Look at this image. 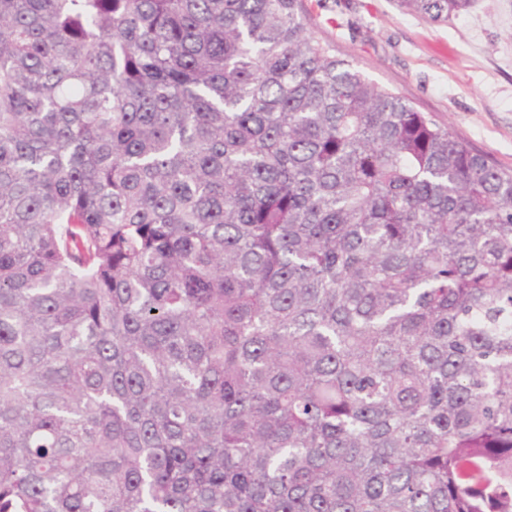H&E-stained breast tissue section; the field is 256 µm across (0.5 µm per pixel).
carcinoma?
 <instances>
[{
	"instance_id": "obj_1",
	"label": "carcinoma",
	"mask_w": 512,
	"mask_h": 512,
	"mask_svg": "<svg viewBox=\"0 0 512 512\" xmlns=\"http://www.w3.org/2000/svg\"><path fill=\"white\" fill-rule=\"evenodd\" d=\"M0 512H512V172L302 0H0Z\"/></svg>"
}]
</instances>
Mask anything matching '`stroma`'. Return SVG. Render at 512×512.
<instances>
[{
  "label": "stroma",
  "instance_id": "1",
  "mask_svg": "<svg viewBox=\"0 0 512 512\" xmlns=\"http://www.w3.org/2000/svg\"><path fill=\"white\" fill-rule=\"evenodd\" d=\"M306 28L375 83L512 168V0H476L445 24L396 0H302Z\"/></svg>",
  "mask_w": 512,
  "mask_h": 512
}]
</instances>
